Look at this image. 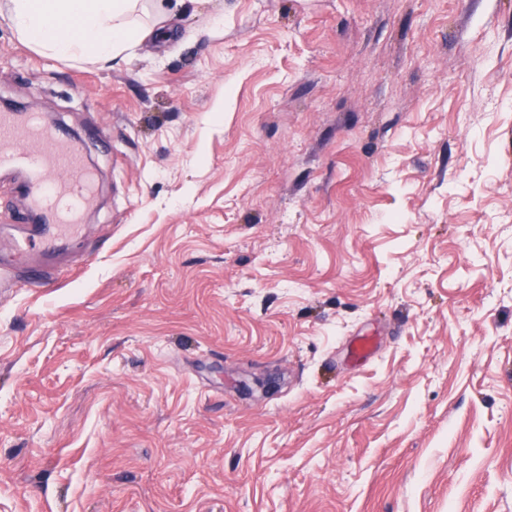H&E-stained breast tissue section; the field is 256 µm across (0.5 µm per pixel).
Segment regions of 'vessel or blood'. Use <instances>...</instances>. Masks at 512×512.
<instances>
[{"mask_svg": "<svg viewBox=\"0 0 512 512\" xmlns=\"http://www.w3.org/2000/svg\"><path fill=\"white\" fill-rule=\"evenodd\" d=\"M0 171L22 175L30 205L41 217L35 233L11 239L15 257L48 255L60 240L77 237L82 214L94 201L83 145L39 114L1 111Z\"/></svg>", "mask_w": 512, "mask_h": 512, "instance_id": "obj_1", "label": "vessel or blood"}]
</instances>
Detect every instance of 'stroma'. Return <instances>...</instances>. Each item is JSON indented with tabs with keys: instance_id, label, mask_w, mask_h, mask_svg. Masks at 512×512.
Returning <instances> with one entry per match:
<instances>
[{
	"instance_id": "1",
	"label": "stroma",
	"mask_w": 512,
	"mask_h": 512,
	"mask_svg": "<svg viewBox=\"0 0 512 512\" xmlns=\"http://www.w3.org/2000/svg\"><path fill=\"white\" fill-rule=\"evenodd\" d=\"M171 26L76 62L0 19V101L107 143L50 283L0 281V512H512V0Z\"/></svg>"
}]
</instances>
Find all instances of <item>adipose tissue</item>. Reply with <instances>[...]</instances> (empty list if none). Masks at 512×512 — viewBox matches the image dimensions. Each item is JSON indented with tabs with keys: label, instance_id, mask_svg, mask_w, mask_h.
Returning <instances> with one entry per match:
<instances>
[{
	"label": "adipose tissue",
	"instance_id": "adipose-tissue-1",
	"mask_svg": "<svg viewBox=\"0 0 512 512\" xmlns=\"http://www.w3.org/2000/svg\"><path fill=\"white\" fill-rule=\"evenodd\" d=\"M187 0H5L0 17L36 52L73 61L129 58Z\"/></svg>",
	"mask_w": 512,
	"mask_h": 512
}]
</instances>
